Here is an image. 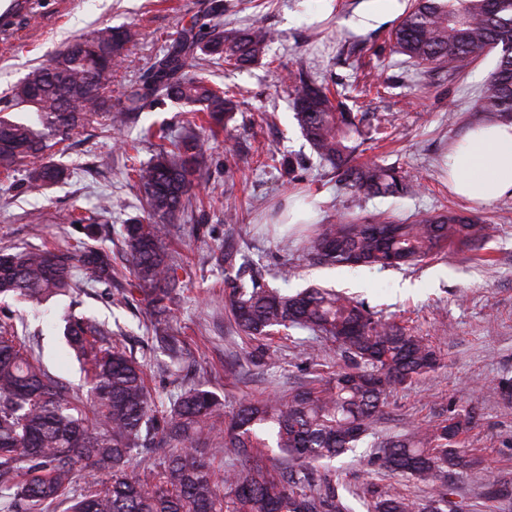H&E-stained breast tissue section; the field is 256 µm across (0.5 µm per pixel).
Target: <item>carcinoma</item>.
Returning a JSON list of instances; mask_svg holds the SVG:
<instances>
[{
  "mask_svg": "<svg viewBox=\"0 0 512 512\" xmlns=\"http://www.w3.org/2000/svg\"><path fill=\"white\" fill-rule=\"evenodd\" d=\"M224 0H213L206 32L182 27L164 53L143 67L125 105L112 111V81L125 67L138 40L131 27H99L73 40L52 61L32 68L13 87L6 108L33 111L37 122L0 116V174L10 178L68 134L107 113L115 128L129 113L158 99L191 107L183 131L151 124L122 148L138 151L160 142L129 178L141 195L143 216L123 226L134 289L121 301L149 309L152 340L167 350L157 366L173 385L168 403H158L147 383V364L107 340L94 316L64 315L63 336L84 373L85 388L74 389L50 373L36 352L27 320H0V512H351L336 482L314 484L312 467L327 465L358 447L382 412L388 396L438 363L435 351L408 329L384 322L362 302L333 289L296 293L239 275L226 283L228 312L236 329L260 340L305 330L336 346L345 367L316 386L241 405L224 416L214 392L185 383L190 362L170 334V304L179 281L167 247L172 223L198 200L196 175L206 164L205 133L227 123L235 95L210 82L196 68L208 57L246 68L264 54L273 33L263 26L224 28ZM398 52L418 65L446 66L459 75L484 52H494L493 72L482 86L474 111L512 123V0H412L393 33ZM290 95L301 131L318 157L354 192L412 196L413 177L377 163H355L367 113L354 112L303 72L290 77ZM64 167L53 161L28 170L31 188L59 182ZM234 175L224 182L225 214L236 219ZM386 234L343 216L318 224L301 250L317 264L350 269L415 266L451 244L475 245L489 237L488 226L453 211L411 222L378 218ZM86 239L95 219H72ZM86 239L72 247L1 248L0 300L40 305L82 286L112 285L123 273L106 250ZM473 416L458 414L403 438L390 439L375 453L381 467L422 484L463 461ZM221 439L234 468L219 473L197 455L194 437ZM275 448L288 469L271 472L255 449ZM154 457L146 473L131 469L138 454ZM368 512H422L393 490L376 498Z\"/></svg>",
  "mask_w": 512,
  "mask_h": 512,
  "instance_id": "obj_1",
  "label": "carcinoma"
}]
</instances>
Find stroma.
Here are the masks:
<instances>
[{
  "mask_svg": "<svg viewBox=\"0 0 512 512\" xmlns=\"http://www.w3.org/2000/svg\"><path fill=\"white\" fill-rule=\"evenodd\" d=\"M224 20L236 28L261 25L274 34L261 62L237 69L208 63L207 77L236 90L235 114L216 139L201 177L199 207L179 214L169 247L179 262L180 286L172 305L170 327L193 364L186 381L203 384L224 400L225 411L245 401L285 397L312 386L319 371L333 372L343 359L328 343L317 344L307 332L291 331L273 338L269 357L254 361L246 352L250 340L237 333L225 313L228 276L213 252L227 245L239 249L235 271L264 278L270 285L296 292L312 286L331 287L363 301L377 317L413 328L442 358L439 368L413 379L388 398L361 448L336 460L337 483L349 488L354 512H365L361 494L401 490L419 502L436 486H453L443 512H512V396L496 394L495 386L512 380V197L479 206L454 195L448 183V150L470 129L479 91L491 74L495 54L481 55L466 74L413 65L394 49L391 31L396 18L371 27L358 26L362 0H227ZM175 11L154 0H28L13 31L0 33V99L32 67L48 63L72 39L99 25L137 26L141 39L133 64L118 73L112 102L122 106L137 86L138 70L161 53L177 26L206 24L203 0H174ZM305 71L348 92L354 111L371 112L391 122L387 131L369 127L360 162L393 166L421 184L415 195L372 196L337 182L303 137L284 83L288 74ZM184 107L165 100L146 109L121 129L97 118L76 130L60 161L68 169L63 182L36 191L26 170L0 182V248L61 247L74 244L73 208L100 215L99 245L121 257L119 231L140 215L139 191L125 177L126 169L148 160L154 145L124 152L116 138H136L144 126L167 124L180 132ZM236 166H228L227 150ZM292 157L295 173L307 186L312 221L328 224L339 214L369 218L380 214L398 221L434 215L444 209L480 217L490 226L485 246L491 261L473 260V248L454 247L447 254L407 269L323 267L303 254L292 258L293 273L281 281V253L276 238L262 230L261 214L287 204L289 178L266 166L261 152ZM238 192L236 225L224 220L222 193L227 176ZM126 281L76 290L33 308L15 305L32 330L42 336L47 368L72 387L84 383L79 364L66 346L62 318L68 310L90 312L115 329L116 340L148 364L163 360L145 327L139 304L115 305L113 297ZM322 351L321 366L307 358ZM475 413L469 452L463 463L443 473L437 485L417 483L371 465L379 442L448 419L460 411Z\"/></svg>",
  "mask_w": 512,
  "mask_h": 512,
  "instance_id": "35a3bbf8",
  "label": "stroma"
}]
</instances>
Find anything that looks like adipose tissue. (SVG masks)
I'll return each mask as SVG.
<instances>
[{"instance_id":"obj_1","label":"adipose tissue","mask_w":512,"mask_h":512,"mask_svg":"<svg viewBox=\"0 0 512 512\" xmlns=\"http://www.w3.org/2000/svg\"><path fill=\"white\" fill-rule=\"evenodd\" d=\"M448 178L458 195L487 205L512 195V123L471 129L448 156Z\"/></svg>"}]
</instances>
